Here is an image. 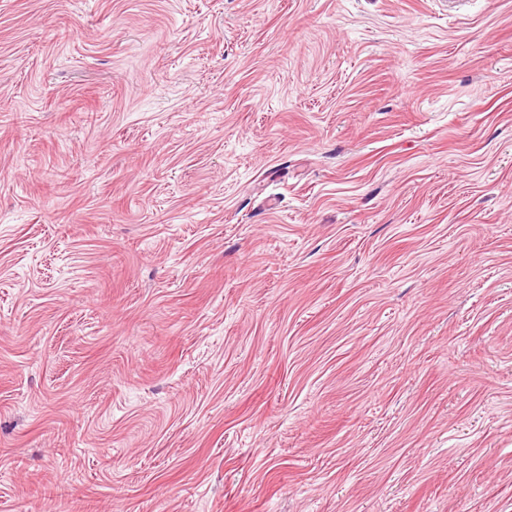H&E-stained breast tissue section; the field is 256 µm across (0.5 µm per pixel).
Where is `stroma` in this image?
<instances>
[{
    "instance_id": "stroma-1",
    "label": "stroma",
    "mask_w": 512,
    "mask_h": 512,
    "mask_svg": "<svg viewBox=\"0 0 512 512\" xmlns=\"http://www.w3.org/2000/svg\"><path fill=\"white\" fill-rule=\"evenodd\" d=\"M0 512H512V0H0Z\"/></svg>"
}]
</instances>
